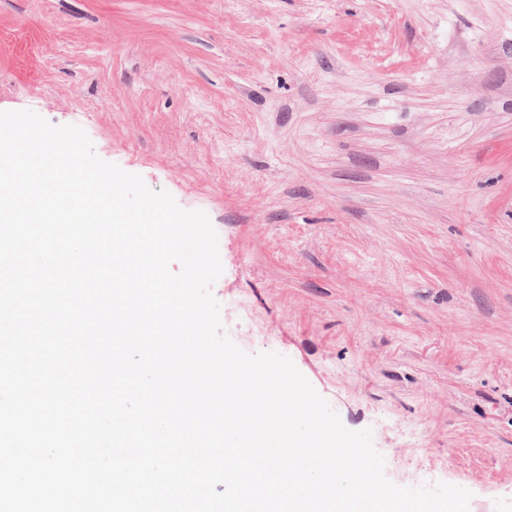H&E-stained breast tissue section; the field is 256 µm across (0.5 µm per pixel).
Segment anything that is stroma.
I'll return each instance as SVG.
<instances>
[{
	"label": "stroma",
	"mask_w": 512,
	"mask_h": 512,
	"mask_svg": "<svg viewBox=\"0 0 512 512\" xmlns=\"http://www.w3.org/2000/svg\"><path fill=\"white\" fill-rule=\"evenodd\" d=\"M204 211L230 338L401 486L512 512V0H0V111Z\"/></svg>",
	"instance_id": "1"
}]
</instances>
